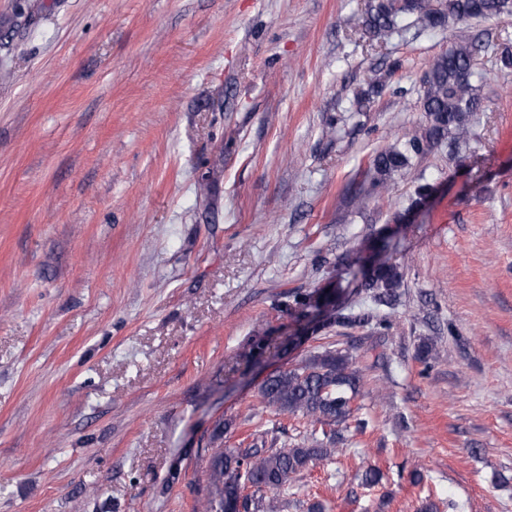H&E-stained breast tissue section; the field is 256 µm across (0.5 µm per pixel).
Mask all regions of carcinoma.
I'll return each mask as SVG.
<instances>
[{"label":"carcinoma","instance_id":"obj_1","mask_svg":"<svg viewBox=\"0 0 512 512\" xmlns=\"http://www.w3.org/2000/svg\"><path fill=\"white\" fill-rule=\"evenodd\" d=\"M501 16H512V0H368L364 26L373 35L389 36L402 18L412 19L421 28H443L452 21ZM477 52L473 44L462 42L434 59L422 79L424 132L377 153L366 172L368 187L359 189L355 197L383 195L388 181L407 168L412 157L445 141L454 150L469 139L470 116L479 109L485 81V74L475 67ZM403 283L404 274L397 265L381 262L369 268L360 287L375 304L391 306ZM370 321L368 314L335 308L322 328L335 323L368 325ZM360 382L353 355L342 349H328L270 373L260 390L265 406L324 426L322 436L313 435L288 448H268L265 441L254 440L244 448L214 449L203 512H228L227 506L237 502L241 503L239 512H281L279 490L338 451L336 444L351 417V401Z\"/></svg>","mask_w":512,"mask_h":512}]
</instances>
